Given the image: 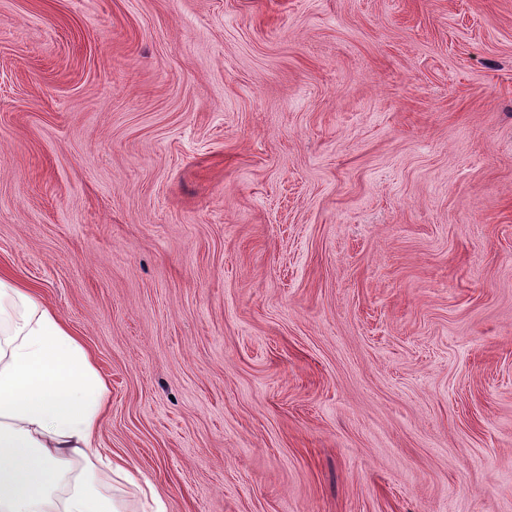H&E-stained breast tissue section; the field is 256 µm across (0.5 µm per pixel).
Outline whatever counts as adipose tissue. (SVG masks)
I'll list each match as a JSON object with an SVG mask.
<instances>
[{
  "mask_svg": "<svg viewBox=\"0 0 512 512\" xmlns=\"http://www.w3.org/2000/svg\"><path fill=\"white\" fill-rule=\"evenodd\" d=\"M110 388L40 293L0 272V512H134L100 447Z\"/></svg>",
  "mask_w": 512,
  "mask_h": 512,
  "instance_id": "obj_1",
  "label": "adipose tissue"
}]
</instances>
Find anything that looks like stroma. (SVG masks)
Returning a JSON list of instances; mask_svg holds the SVG:
<instances>
[{
    "instance_id": "stroma-1",
    "label": "stroma",
    "mask_w": 512,
    "mask_h": 512,
    "mask_svg": "<svg viewBox=\"0 0 512 512\" xmlns=\"http://www.w3.org/2000/svg\"><path fill=\"white\" fill-rule=\"evenodd\" d=\"M0 269L166 512H512V0H0Z\"/></svg>"
}]
</instances>
